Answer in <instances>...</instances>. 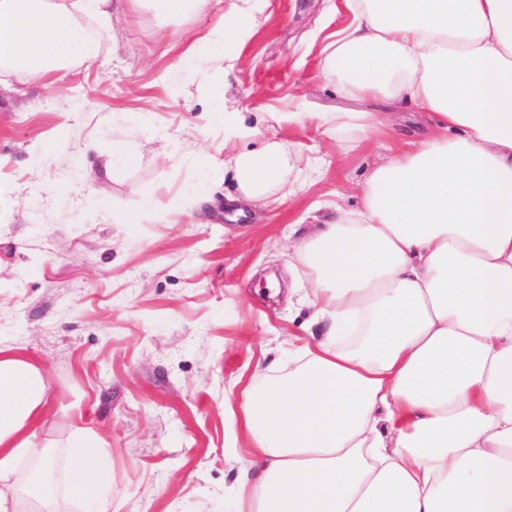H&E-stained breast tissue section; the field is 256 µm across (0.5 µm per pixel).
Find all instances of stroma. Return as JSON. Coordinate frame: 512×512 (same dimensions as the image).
Listing matches in <instances>:
<instances>
[{
    "label": "stroma",
    "mask_w": 512,
    "mask_h": 512,
    "mask_svg": "<svg viewBox=\"0 0 512 512\" xmlns=\"http://www.w3.org/2000/svg\"><path fill=\"white\" fill-rule=\"evenodd\" d=\"M333 2L259 0L260 26L224 47L235 69L212 62L188 87L180 57L208 20L163 25L142 12L114 20L98 61L66 73L60 95L18 76L0 88V193L28 201L0 222V344L42 371L35 455L64 469L75 438L111 453L108 512H225L239 469L225 438L242 393L257 365L307 334L288 235L330 218L337 194L392 144L315 118L347 105L321 73L323 47L352 19ZM222 95L263 113L258 137L236 139L216 120ZM118 139L134 160L114 169ZM228 139H275L323 165L289 199L237 210L228 180L184 206L195 153L223 163ZM89 144L104 163L91 173L75 164ZM146 189L154 210L113 223Z\"/></svg>",
    "instance_id": "obj_1"
}]
</instances>
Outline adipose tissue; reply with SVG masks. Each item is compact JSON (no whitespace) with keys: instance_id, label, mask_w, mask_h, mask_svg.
Segmentation results:
<instances>
[{"instance_id":"obj_1","label":"adipose tissue","mask_w":512,"mask_h":512,"mask_svg":"<svg viewBox=\"0 0 512 512\" xmlns=\"http://www.w3.org/2000/svg\"><path fill=\"white\" fill-rule=\"evenodd\" d=\"M208 0H0V74L55 92L54 74L95 63L122 12L168 22ZM351 23L322 74L352 109L330 131L392 129L411 102L431 128L370 168L361 208L288 245L317 334L288 369L247 388L230 452L247 448L230 512H512V0H344ZM96 21L95 30L83 19ZM258 24L231 0L182 60L186 80ZM381 102L385 111L367 110ZM298 148L269 140L195 161L197 201L221 172L235 206L289 197ZM46 404L39 368L0 346V512H57L59 493L107 512L112 457L73 440L62 483L13 482Z\"/></svg>"}]
</instances>
